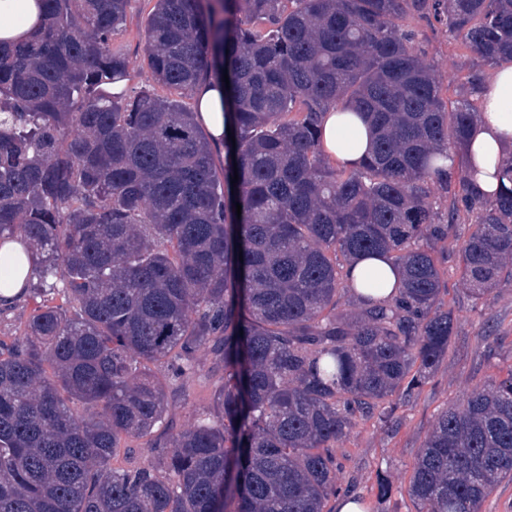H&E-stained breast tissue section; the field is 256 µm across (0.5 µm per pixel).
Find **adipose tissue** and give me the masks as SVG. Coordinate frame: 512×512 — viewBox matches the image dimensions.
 <instances>
[{
    "label": "adipose tissue",
    "instance_id": "ef3b65f1",
    "mask_svg": "<svg viewBox=\"0 0 512 512\" xmlns=\"http://www.w3.org/2000/svg\"><path fill=\"white\" fill-rule=\"evenodd\" d=\"M22 7L26 24L15 23L12 12ZM45 17L41 0H0V44L10 46L30 40ZM224 85L214 80L195 95L196 118L207 130L212 148L224 150ZM479 113L463 147L464 168L478 193L494 194L505 184L500 171L512 168V64L487 74L478 95ZM369 126L353 111L329 113L323 127V149L333 164L353 167L372 148Z\"/></svg>",
    "mask_w": 512,
    "mask_h": 512
}]
</instances>
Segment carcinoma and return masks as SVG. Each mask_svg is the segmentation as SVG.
<instances>
[{
  "mask_svg": "<svg viewBox=\"0 0 512 512\" xmlns=\"http://www.w3.org/2000/svg\"><path fill=\"white\" fill-rule=\"evenodd\" d=\"M44 2L41 31L0 46V248L22 241L36 271L23 336L0 340V512H328L339 443L397 429L448 353L435 244L465 216L463 284L479 300L512 282V187L480 195L440 166L484 68L512 59V0H156L144 54L174 96L112 91L130 0ZM415 16L469 52L449 103ZM224 75L219 165L183 98ZM345 108L375 129L355 168L319 135ZM376 252L406 274L379 299L349 271ZM201 352L222 374L179 428L169 400ZM144 437L151 456L113 465ZM506 480L512 369L439 414L408 494L480 512Z\"/></svg>",
  "mask_w": 512,
  "mask_h": 512,
  "instance_id": "carcinoma-1",
  "label": "carcinoma"
}]
</instances>
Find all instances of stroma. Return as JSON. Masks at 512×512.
<instances>
[{"mask_svg":"<svg viewBox=\"0 0 512 512\" xmlns=\"http://www.w3.org/2000/svg\"><path fill=\"white\" fill-rule=\"evenodd\" d=\"M153 5L154 0H131L126 22L115 37L131 61L130 78L123 84L128 91L154 86L141 39L142 25ZM422 31L416 47L432 65L444 96H452L465 50L449 39L445 24H426ZM448 288V301L455 312L454 335L430 383L400 408L402 422L394 432H384L375 421H362L338 449L342 462L338 482L346 494L366 503L368 512H417L408 495L409 479L438 414L512 365V283L478 301L459 284L456 274H449ZM383 483L390 490L385 502L379 499Z\"/></svg>","mask_w":512,"mask_h":512,"instance_id":"1","label":"stroma"}]
</instances>
